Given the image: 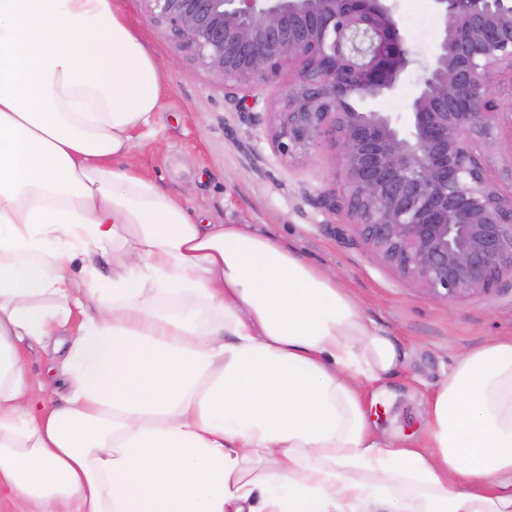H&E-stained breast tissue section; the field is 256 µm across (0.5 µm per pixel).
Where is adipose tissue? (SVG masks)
I'll return each instance as SVG.
<instances>
[{
  "instance_id": "1",
  "label": "adipose tissue",
  "mask_w": 512,
  "mask_h": 512,
  "mask_svg": "<svg viewBox=\"0 0 512 512\" xmlns=\"http://www.w3.org/2000/svg\"><path fill=\"white\" fill-rule=\"evenodd\" d=\"M161 98L114 0H0V501L512 512V337L438 385L427 449L377 436L378 387L405 352L334 274L196 222L124 166ZM110 253L105 281L94 258ZM54 335L61 405L25 369Z\"/></svg>"
}]
</instances>
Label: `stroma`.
Listing matches in <instances>:
<instances>
[{"label": "stroma", "mask_w": 512, "mask_h": 512, "mask_svg": "<svg viewBox=\"0 0 512 512\" xmlns=\"http://www.w3.org/2000/svg\"><path fill=\"white\" fill-rule=\"evenodd\" d=\"M395 18L408 45L428 57L438 40L434 0H396ZM146 48L160 63L163 98L151 127L137 131L127 156L167 194L185 197L211 224H245L333 271L367 317L395 336L407 364L387 379L373 426L382 437L426 444V402L459 355L493 337H512V290L448 305L407 281L368 247L358 225L324 207L341 193L340 158L321 145L304 158L281 156L271 143L273 112L287 77L237 103L221 80L195 68L144 11L119 0Z\"/></svg>", "instance_id": "1"}]
</instances>
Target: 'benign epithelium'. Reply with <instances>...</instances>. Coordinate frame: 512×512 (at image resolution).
Here are the masks:
<instances>
[{
    "label": "benign epithelium",
    "mask_w": 512,
    "mask_h": 512,
    "mask_svg": "<svg viewBox=\"0 0 512 512\" xmlns=\"http://www.w3.org/2000/svg\"><path fill=\"white\" fill-rule=\"evenodd\" d=\"M192 63L246 101L291 73L271 139L285 158L337 150L341 200L366 244L436 299L512 281V190L484 147L512 129V0H436L441 35L410 112L373 106L415 63L393 0H141Z\"/></svg>",
    "instance_id": "benign-epithelium-1"
}]
</instances>
